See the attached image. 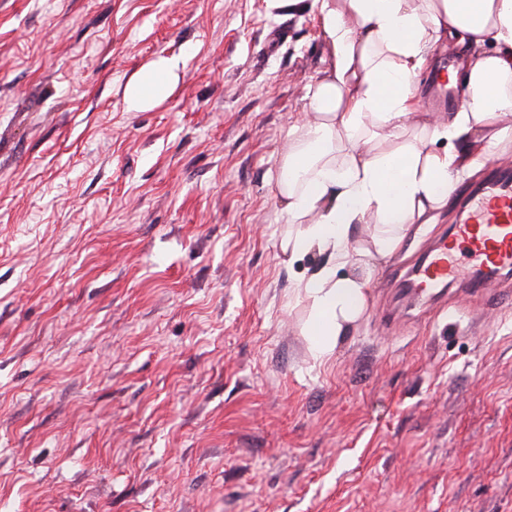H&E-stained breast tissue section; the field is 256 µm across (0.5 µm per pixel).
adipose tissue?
<instances>
[{
	"instance_id": "adipose-tissue-1",
	"label": "adipose tissue",
	"mask_w": 512,
	"mask_h": 512,
	"mask_svg": "<svg viewBox=\"0 0 512 512\" xmlns=\"http://www.w3.org/2000/svg\"><path fill=\"white\" fill-rule=\"evenodd\" d=\"M332 61L291 128L277 189L297 229L282 250L326 261L298 283L303 333L324 362L367 307L375 259L411 225L429 224L458 181L512 142V0H316ZM477 50L460 82V111H422L416 81L440 39ZM165 60L128 84V109L165 100Z\"/></svg>"
}]
</instances>
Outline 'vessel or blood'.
<instances>
[{
    "mask_svg": "<svg viewBox=\"0 0 512 512\" xmlns=\"http://www.w3.org/2000/svg\"><path fill=\"white\" fill-rule=\"evenodd\" d=\"M461 253L490 270L485 285L500 287L503 276L512 272V163L498 162L493 175L468 199L461 224L452 236L435 241L414 272L413 287L435 289L456 279Z\"/></svg>",
    "mask_w": 512,
    "mask_h": 512,
    "instance_id": "obj_1",
    "label": "vessel or blood"
}]
</instances>
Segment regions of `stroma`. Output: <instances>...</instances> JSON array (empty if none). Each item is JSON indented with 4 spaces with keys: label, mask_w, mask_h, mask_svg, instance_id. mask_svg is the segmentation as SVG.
<instances>
[{
    "label": "stroma",
    "mask_w": 512,
    "mask_h": 512,
    "mask_svg": "<svg viewBox=\"0 0 512 512\" xmlns=\"http://www.w3.org/2000/svg\"><path fill=\"white\" fill-rule=\"evenodd\" d=\"M330 69L314 0H0V512H512V291L403 295L456 199L302 334L276 181ZM177 74L167 60H159L153 65L142 69L128 84L125 101L129 110H140L165 100Z\"/></svg>",
    "instance_id": "35a3bbf8"
}]
</instances>
